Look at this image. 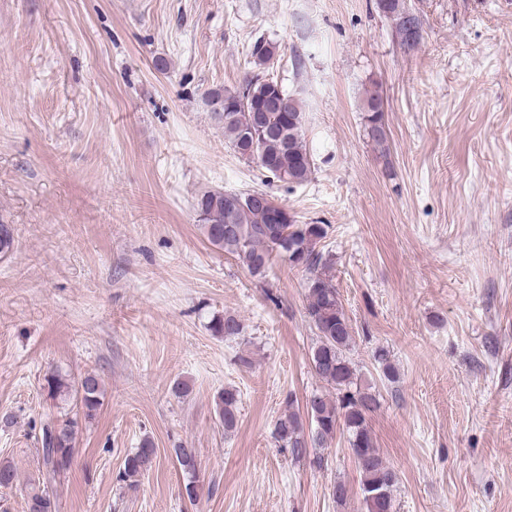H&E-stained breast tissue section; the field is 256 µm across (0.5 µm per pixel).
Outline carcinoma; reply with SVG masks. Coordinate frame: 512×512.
I'll return each instance as SVG.
<instances>
[{"label": "carcinoma", "instance_id": "carcinoma-1", "mask_svg": "<svg viewBox=\"0 0 512 512\" xmlns=\"http://www.w3.org/2000/svg\"><path fill=\"white\" fill-rule=\"evenodd\" d=\"M378 8L397 21L402 42L413 47L420 39L421 23L417 15L404 8L403 0H377ZM264 49L250 51L248 65L252 74L245 78L242 87L235 91L223 90L229 100L240 96L248 98L250 105L228 114L224 118V140L241 157L254 160L258 166L281 182L300 184L312 172L311 156L303 132V107L301 101L288 95L284 112L265 113L267 132L257 136L261 154L248 153L246 134L254 128L253 108L269 106L272 87L279 85L268 77L276 45L256 41L254 46ZM383 100L374 91L366 97L368 137L377 144L385 141L383 132ZM225 192H207L196 202V210L207 240L213 246L232 255L251 275H266L273 254L288 259L293 267L308 273L307 316L317 332V341L311 349V367L318 379L336 391L333 398L323 394L312 395L305 404L311 421V432L304 430L301 416L288 403L284 413L273 426V437L279 447L288 451L295 460L309 455V448L322 446L341 429L348 435L354 450L355 463L360 475V491L366 512H392L393 488L398 477L374 445L368 424V414L379 404L369 391L358 389L356 369L346 355L352 336L351 325L343 308L340 294L333 284V263L330 256L316 249L327 231L322 224H299L283 207L276 209L268 204L258 205L243 201L240 206L226 207ZM211 329L217 336L226 338L241 334L240 320L232 315L216 317ZM76 393L84 418H93L102 398L101 384L96 375L87 373L77 382ZM239 393L224 389L215 400V414L224 424V431L236 428L239 421ZM78 434V422L73 418L55 419L46 423L42 432V466L51 479L64 475L71 467ZM175 461L185 476V493L193 498L196 493L197 455L194 448L174 449ZM157 450L152 441L143 439L138 448L127 454L118 478L133 487L139 478L149 472L156 461ZM26 512H56V505L46 492H34L27 497Z\"/></svg>", "mask_w": 512, "mask_h": 512}]
</instances>
